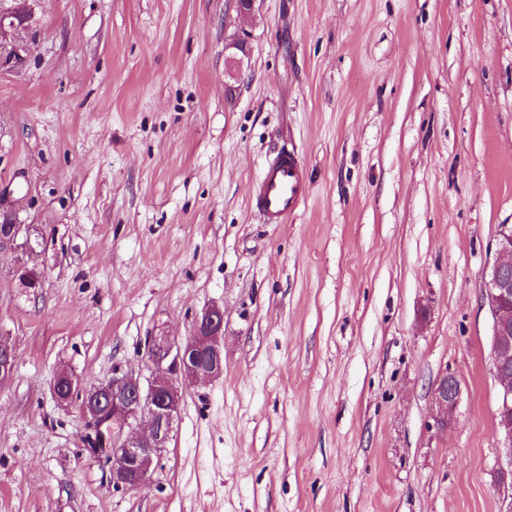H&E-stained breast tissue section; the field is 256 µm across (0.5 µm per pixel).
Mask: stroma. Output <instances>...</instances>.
I'll return each mask as SVG.
<instances>
[{
	"label": "stroma",
	"mask_w": 512,
	"mask_h": 512,
	"mask_svg": "<svg viewBox=\"0 0 512 512\" xmlns=\"http://www.w3.org/2000/svg\"><path fill=\"white\" fill-rule=\"evenodd\" d=\"M0 71V512H512L483 294L512 224V0H42ZM244 39L246 78L224 46ZM294 146L310 193L250 190ZM42 274L24 288L18 260ZM224 311L135 490L81 444V388ZM460 385L437 425L435 388ZM308 197L304 163L294 148L268 155L254 185L252 205L268 224H284ZM2 200H0V220H3L4 224L0 223V233L2 231V227L5 225L12 224L11 230L6 234L0 235V249H2L4 246H13L14 248H21L24 247V241L26 237V225L25 224H18L16 220V213L12 210L10 206H6L3 203H1ZM23 238L22 242H19Z\"/></svg>",
	"instance_id": "35a3bbf8"
}]
</instances>
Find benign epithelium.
Wrapping results in <instances>:
<instances>
[{
	"instance_id": "obj_1",
	"label": "benign epithelium",
	"mask_w": 512,
	"mask_h": 512,
	"mask_svg": "<svg viewBox=\"0 0 512 512\" xmlns=\"http://www.w3.org/2000/svg\"><path fill=\"white\" fill-rule=\"evenodd\" d=\"M41 0H0V71L15 68L31 52L30 30ZM0 220L11 230L0 235V249L21 248L26 225L16 220L11 207L0 206ZM498 259L483 294L493 319L492 335L506 340L512 335V225L499 226L496 237ZM224 311L208 307L195 315L193 333L182 340L164 334L148 339L145 361L149 376L141 378L119 369L112 378L96 385L98 401L88 406L87 391L66 372L55 377L54 398L60 403L79 402L87 419L83 446L101 451L110 465L112 484L136 489L148 478L151 467L170 440L172 425L180 412L181 393L177 379L198 382L224 372ZM15 366L13 348L0 341V383L6 381ZM496 434L509 463L512 464V374L496 375ZM460 386L452 375H444L436 389L440 410L438 423L448 424L459 402Z\"/></svg>"
}]
</instances>
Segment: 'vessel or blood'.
I'll return each mask as SVG.
<instances>
[{
    "mask_svg": "<svg viewBox=\"0 0 512 512\" xmlns=\"http://www.w3.org/2000/svg\"><path fill=\"white\" fill-rule=\"evenodd\" d=\"M308 197L304 163L293 149L267 156L251 198L256 210L270 224L285 223L300 211Z\"/></svg>",
    "mask_w": 512,
    "mask_h": 512,
    "instance_id": "obj_1",
    "label": "vessel or blood"
}]
</instances>
